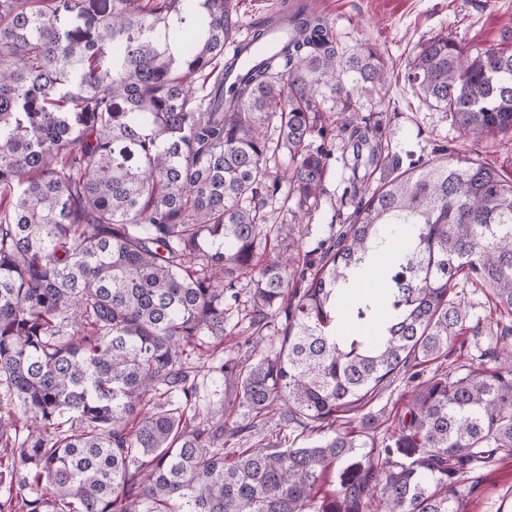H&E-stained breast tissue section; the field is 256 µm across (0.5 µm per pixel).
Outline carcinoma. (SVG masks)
<instances>
[{
  "label": "carcinoma",
  "mask_w": 512,
  "mask_h": 512,
  "mask_svg": "<svg viewBox=\"0 0 512 512\" xmlns=\"http://www.w3.org/2000/svg\"><path fill=\"white\" fill-rule=\"evenodd\" d=\"M234 2L0 0V384L29 421L13 467L44 485L0 512H464L468 466L512 454L506 339L494 367L413 386L396 447L418 459L393 458L379 419L359 415L466 327L461 279L512 311V175L448 153L393 161L375 189L352 185L359 204L315 269L298 251L258 263L281 185L292 240L325 193L333 148L313 142L336 139L327 103L368 141L379 126L349 111L384 98L388 67L282 0L250 37L286 23L288 42L240 72ZM404 78L472 141L512 134V52L434 37ZM384 256L380 301L358 288ZM351 295L372 340L337 331ZM239 315L250 355L212 367L229 398L193 424L183 356L238 335ZM237 407L244 425L228 422ZM274 419L317 438L285 448L265 434ZM339 466L340 489L320 495Z\"/></svg>",
  "instance_id": "cac0c4a2"
}]
</instances>
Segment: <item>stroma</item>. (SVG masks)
Wrapping results in <instances>:
<instances>
[{"instance_id": "1", "label": "stroma", "mask_w": 512, "mask_h": 512, "mask_svg": "<svg viewBox=\"0 0 512 512\" xmlns=\"http://www.w3.org/2000/svg\"><path fill=\"white\" fill-rule=\"evenodd\" d=\"M326 17L344 49L364 44L378 46L391 70L383 102L362 98L360 117L371 118L381 128L383 152L401 163L439 158L442 150L458 155L505 164L512 148L489 139L473 144L461 135L449 113L422 101L404 80L403 74L416 45L444 35L467 46L495 45L512 49V0H309ZM336 161L326 178V194L310 224L304 227L301 251L314 249L352 214L354 205L341 196L351 175L352 154L344 139L336 141ZM469 311L470 328L448 346L438 359L420 365L422 377L445 373L460 366L489 367L488 352L504 329H512V314L496 311L486 289L465 284L461 293ZM249 353L244 336L217 343L206 337L191 349L187 364L197 384V409L207 415L224 401V381L211 373V366ZM411 398V385L399 376L366 407L368 413L388 417L399 425ZM0 419L11 423L6 438L0 439V465L11 466L12 448L25 439L26 418L12 402L6 385H0ZM466 512H512V456L501 453L468 470L463 487Z\"/></svg>"}]
</instances>
